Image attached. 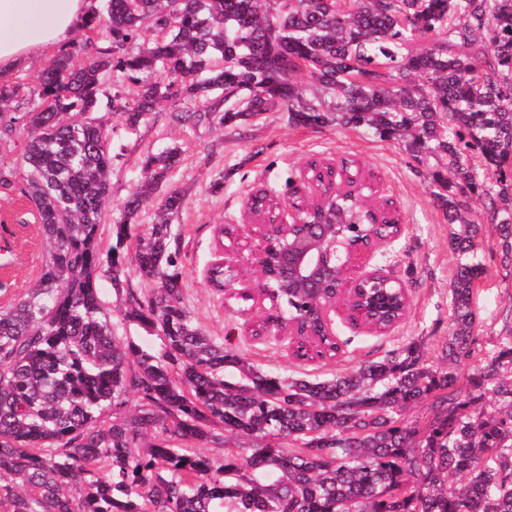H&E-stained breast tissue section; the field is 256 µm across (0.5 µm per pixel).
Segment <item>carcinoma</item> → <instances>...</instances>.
I'll return each mask as SVG.
<instances>
[{"label":"carcinoma","instance_id":"cac0c4a2","mask_svg":"<svg viewBox=\"0 0 512 512\" xmlns=\"http://www.w3.org/2000/svg\"><path fill=\"white\" fill-rule=\"evenodd\" d=\"M82 28L103 42L74 40L35 87L0 86V139L27 131L25 194L49 244L36 288L0 307V512H512V341L484 356L474 335L482 264H457L442 371L410 344L326 380L261 372L183 303L185 194H158L179 147L146 156L99 248L112 153L96 115L109 90L131 130L168 102L182 126L222 131L278 106L296 126L405 138L434 161V198L461 227L451 250L473 252L488 224L511 265L512 0H107ZM131 267L146 288L124 287ZM315 305L298 293L287 309ZM114 312L161 350L120 342ZM419 404L429 418L402 425Z\"/></svg>","mask_w":512,"mask_h":512}]
</instances>
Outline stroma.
Masks as SVG:
<instances>
[{"label": "stroma", "instance_id": "35a3bbf8", "mask_svg": "<svg viewBox=\"0 0 512 512\" xmlns=\"http://www.w3.org/2000/svg\"><path fill=\"white\" fill-rule=\"evenodd\" d=\"M100 114L112 131L115 161L99 246L105 251L112 244V221L140 181L147 152L179 147L180 160L169 172L167 184L186 193L175 220L183 299L209 336L223 340L225 326L234 325L233 341L255 368L308 379L330 378L411 343L425 351L429 365L446 367L443 346L451 327L449 285L457 264L456 254L448 247L452 226L433 198L425 168L402 142L382 139L365 128L295 126L289 124L286 112L277 109L222 132L173 126L166 105L134 132L108 108H101ZM26 137L19 129L0 142V166L13 171L10 184L0 183V253L6 256L0 267V307L9 306L34 288L49 251L37 211L23 193L21 154ZM311 157L336 162L359 159L375 172L384 195L392 198L404 230L398 238L375 248L369 263L387 269L404 284L408 309L404 319L384 335L352 327L341 316H334L332 327L342 344L338 357L299 363L289 357L285 346L251 339L248 324L252 313L217 296L206 272L224 255L218 226L241 223L252 186L262 182L285 189L288 177L296 175ZM218 178L223 179L224 187L215 192L211 185ZM502 258L496 234L486 232L476 254L486 269L485 286L476 304L479 336L485 344L512 340V265L503 263Z\"/></svg>", "mask_w": 512, "mask_h": 512}]
</instances>
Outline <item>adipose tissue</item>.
Masks as SVG:
<instances>
[{
    "mask_svg": "<svg viewBox=\"0 0 512 512\" xmlns=\"http://www.w3.org/2000/svg\"><path fill=\"white\" fill-rule=\"evenodd\" d=\"M89 6L90 0H0V71L67 43Z\"/></svg>",
    "mask_w": 512,
    "mask_h": 512,
    "instance_id": "adipose-tissue-1",
    "label": "adipose tissue"
}]
</instances>
